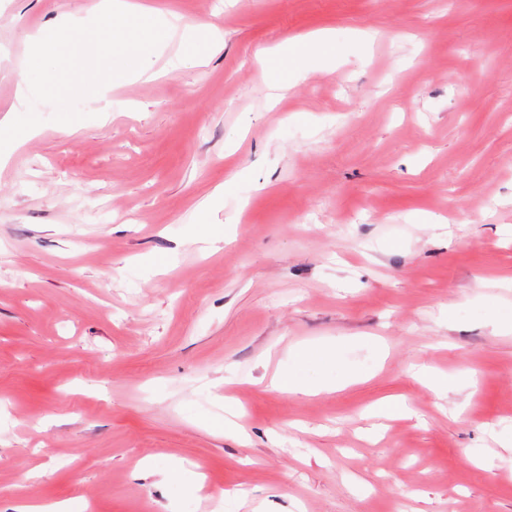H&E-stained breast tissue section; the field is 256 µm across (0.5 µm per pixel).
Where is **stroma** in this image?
<instances>
[{"instance_id":"stroma-1","label":"stroma","mask_w":512,"mask_h":512,"mask_svg":"<svg viewBox=\"0 0 512 512\" xmlns=\"http://www.w3.org/2000/svg\"><path fill=\"white\" fill-rule=\"evenodd\" d=\"M96 2L0 0V118L27 34ZM142 2L214 30L201 64L0 156V512H224L177 460L239 512H512V0ZM316 31L335 71L275 97L256 53ZM331 341L358 383L270 389ZM86 504L79 499H70L62 502L51 503H25L20 507V512H83Z\"/></svg>"}]
</instances>
